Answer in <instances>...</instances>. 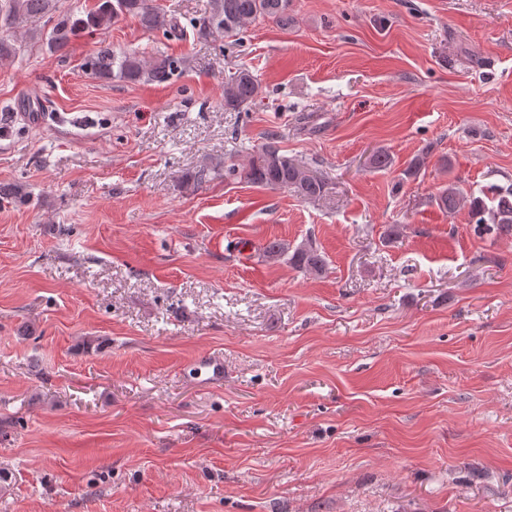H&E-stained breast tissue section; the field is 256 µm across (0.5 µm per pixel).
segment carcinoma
<instances>
[{
  "label": "carcinoma",
  "mask_w": 512,
  "mask_h": 512,
  "mask_svg": "<svg viewBox=\"0 0 512 512\" xmlns=\"http://www.w3.org/2000/svg\"><path fill=\"white\" fill-rule=\"evenodd\" d=\"M60 0H0V63L20 55L27 48L24 33L40 35V41L55 52L65 48L81 35L102 34L127 18L138 20L148 31L164 35L184 33L177 19L161 12L152 0H95L94 5L77 16L62 11ZM270 18L278 22L288 20V0H212L209 11L199 23L198 33L234 38L243 33L246 24L256 18ZM44 27H37L38 23ZM91 74L99 79L119 78L127 83H158L170 80L178 68V61L167 55L149 60L135 52L116 53L109 46L99 47L90 60ZM261 94V86L254 75L241 68L224 81V110L240 109ZM224 177L240 178L248 183L270 189H285L303 200H317L328 195L329 183L325 177L306 165L282 154L276 145V136L270 134L266 143L251 157L243 169L234 164L224 166ZM463 202L458 186L442 189L435 197L437 207L450 215ZM470 224L479 237L512 234V187L495 188L486 198L469 200ZM264 256L270 260L284 258L298 270L320 272L325 265L324 254L311 244L290 248L288 243L274 239L264 247Z\"/></svg>",
  "instance_id": "cac0c4a2"
}]
</instances>
